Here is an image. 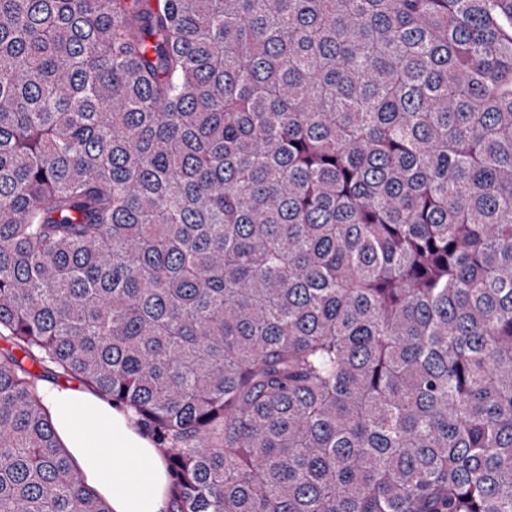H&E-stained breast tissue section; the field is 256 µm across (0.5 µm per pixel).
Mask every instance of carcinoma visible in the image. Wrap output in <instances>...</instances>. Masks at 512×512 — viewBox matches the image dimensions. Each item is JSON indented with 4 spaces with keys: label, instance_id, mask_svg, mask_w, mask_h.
Here are the masks:
<instances>
[{
    "label": "carcinoma",
    "instance_id": "1",
    "mask_svg": "<svg viewBox=\"0 0 512 512\" xmlns=\"http://www.w3.org/2000/svg\"><path fill=\"white\" fill-rule=\"evenodd\" d=\"M0 512H512V0H0ZM39 389L61 446L113 512H170L165 462L145 428L84 386Z\"/></svg>",
    "mask_w": 512,
    "mask_h": 512
}]
</instances>
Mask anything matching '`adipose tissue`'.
I'll use <instances>...</instances> for the list:
<instances>
[{
    "label": "adipose tissue",
    "mask_w": 512,
    "mask_h": 512,
    "mask_svg": "<svg viewBox=\"0 0 512 512\" xmlns=\"http://www.w3.org/2000/svg\"><path fill=\"white\" fill-rule=\"evenodd\" d=\"M40 393L62 447L112 512H170L165 462L145 428L86 387L45 382Z\"/></svg>",
    "instance_id": "1"
}]
</instances>
